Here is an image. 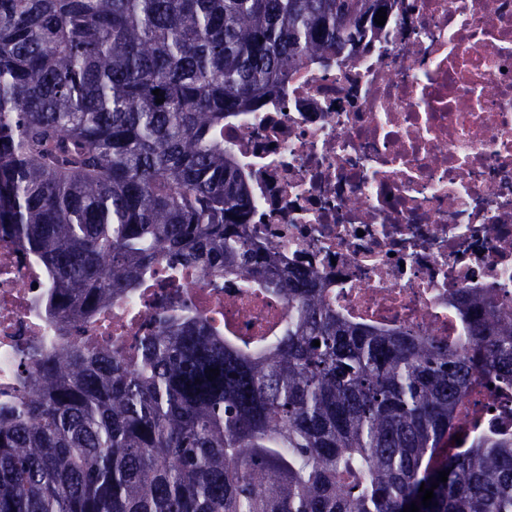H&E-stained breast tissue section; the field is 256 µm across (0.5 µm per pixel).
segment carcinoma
I'll return each instance as SVG.
<instances>
[{
  "instance_id": "1",
  "label": "carcinoma",
  "mask_w": 512,
  "mask_h": 512,
  "mask_svg": "<svg viewBox=\"0 0 512 512\" xmlns=\"http://www.w3.org/2000/svg\"><path fill=\"white\" fill-rule=\"evenodd\" d=\"M390 2L0 0V238L62 331L16 347L0 512H512V432L461 412L488 380L512 403V308L460 291L451 340L349 318L251 237L224 147L225 120L359 51ZM159 265L279 296L288 321L232 340L169 304L129 349L74 336Z\"/></svg>"
}]
</instances>
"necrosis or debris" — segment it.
Listing matches in <instances>:
<instances>
[{
	"mask_svg": "<svg viewBox=\"0 0 512 512\" xmlns=\"http://www.w3.org/2000/svg\"><path fill=\"white\" fill-rule=\"evenodd\" d=\"M388 24L344 64L299 65L257 112L224 125L247 172L250 231L331 280L346 315L460 333L453 294L512 307V0H392ZM39 269L0 242V392L14 346L55 330L34 309ZM232 336L286 316L282 298L186 274L82 323L89 344L133 341L166 297Z\"/></svg>",
	"mask_w": 512,
	"mask_h": 512,
	"instance_id": "1",
	"label": "necrosis or debris"
}]
</instances>
